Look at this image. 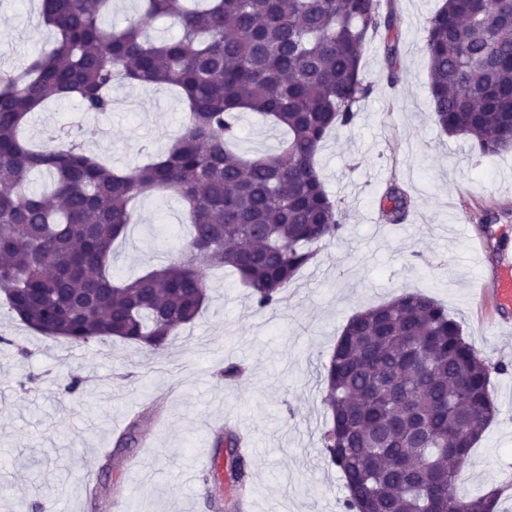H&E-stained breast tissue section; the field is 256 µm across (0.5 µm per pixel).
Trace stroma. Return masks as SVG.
I'll list each match as a JSON object with an SVG mask.
<instances>
[{
    "label": "stroma",
    "instance_id": "obj_1",
    "mask_svg": "<svg viewBox=\"0 0 512 512\" xmlns=\"http://www.w3.org/2000/svg\"><path fill=\"white\" fill-rule=\"evenodd\" d=\"M441 3L396 0V86L385 78L384 35H371L363 74L373 92L355 124L330 133L318 157L344 231L289 284L281 306L256 311L236 275L211 269L199 316L163 355L150 356L116 340L86 348L51 341L0 297V334L10 339L0 344V512L43 502L52 512H210L211 495L193 476L220 425L252 440V512H346L343 482L321 444L330 418L320 374L352 315L407 289L433 296L478 352L506 366L490 378L497 412L457 491L473 497L500 488L498 512H512V334H496L502 312L472 290L512 258V152L480 156L471 140L445 134L431 118L424 43ZM53 40L39 0H0V69L20 68ZM185 112L167 88L114 86L112 110L83 148L130 170L140 143L167 149ZM88 122L76 101L54 100L33 113L25 135L37 143L50 128ZM280 139L247 113L236 150L272 153ZM392 183L414 201L402 224L379 218L378 198ZM171 222L187 217L170 193L139 200L126 239L115 245L113 277L181 256L188 240L168 230ZM231 361L244 369L235 380L222 375ZM75 377L79 389L66 393ZM134 417L141 444L117 450Z\"/></svg>",
    "mask_w": 512,
    "mask_h": 512
}]
</instances>
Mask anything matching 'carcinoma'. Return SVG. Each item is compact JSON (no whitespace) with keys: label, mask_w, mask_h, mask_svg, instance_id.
<instances>
[{"label":"carcinoma","mask_w":512,"mask_h":512,"mask_svg":"<svg viewBox=\"0 0 512 512\" xmlns=\"http://www.w3.org/2000/svg\"><path fill=\"white\" fill-rule=\"evenodd\" d=\"M111 5L40 0L55 45L17 73L0 71V288L12 313L50 340L115 338L156 355L201 312L208 269H233L257 309L276 307L321 244L340 235L317 155L373 91L361 73L369 32L388 34L387 80L397 81V16L392 0H144V17L180 26L176 38L150 39L139 21L105 28ZM511 17L512 0H444L428 21L434 122L484 156L512 151ZM118 78L168 85L187 105L180 133L145 165L117 172L73 142L24 138L50 98L72 97L86 115L112 111ZM245 112L285 130L277 153L232 149ZM36 173L49 189H30ZM161 191L186 208L187 254L114 280L112 245L128 231L130 205ZM411 206L395 184L378 202L389 224ZM503 370L426 293L354 314L325 365L331 425L321 438L348 512H497L500 490L465 498L457 483L496 414L489 381ZM140 437L135 418L117 447ZM213 447L237 449L241 435L226 428ZM249 467L234 454L233 488Z\"/></svg>","instance_id":"cac0c4a2"}]
</instances>
